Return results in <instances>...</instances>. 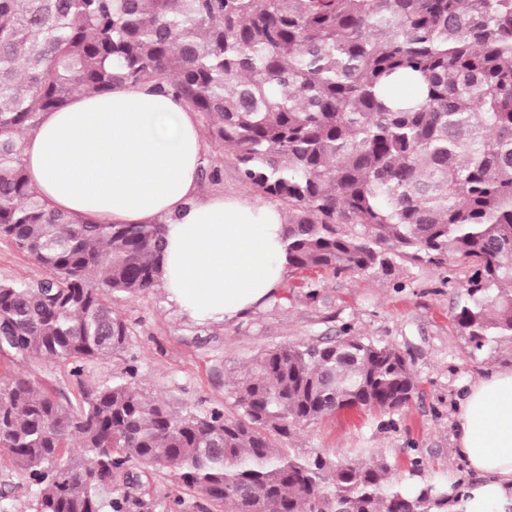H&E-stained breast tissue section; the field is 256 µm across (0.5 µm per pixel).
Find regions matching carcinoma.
Instances as JSON below:
<instances>
[{"label": "carcinoma", "mask_w": 512, "mask_h": 512, "mask_svg": "<svg viewBox=\"0 0 512 512\" xmlns=\"http://www.w3.org/2000/svg\"><path fill=\"white\" fill-rule=\"evenodd\" d=\"M126 83L173 91L288 205V267L452 257L471 272L458 334L474 354L512 344V0H0V238L48 271L0 282L1 354L77 374L127 347L114 299L160 282L162 224L52 210L23 162L42 113ZM414 390L404 353L359 336L263 351L233 413L176 412L132 371L75 407L21 371L0 385V448L32 512H128L150 468L224 512H448V488L411 492L381 460L279 447Z\"/></svg>", "instance_id": "carcinoma-1"}]
</instances>
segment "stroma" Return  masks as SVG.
Segmentation results:
<instances>
[{
	"mask_svg": "<svg viewBox=\"0 0 512 512\" xmlns=\"http://www.w3.org/2000/svg\"><path fill=\"white\" fill-rule=\"evenodd\" d=\"M203 155L220 171L219 180L200 179L202 196H251L231 154L211 139ZM45 268L10 242L0 239V282L33 281ZM464 271L456 262L443 267L394 262L391 273L297 272L287 270L277 292L244 316L221 323H199L171 303L162 287L114 302L129 325V343L111 357L86 362L80 374L70 366L41 361L26 364L51 393L82 403L96 387L134 369L151 396L175 410L199 412L232 408L233 389L263 350L282 343L315 342L348 334L393 346L406 354L417 387L402 409L340 411L302 427L293 448L326 456L384 459L395 482L453 485L462 474L454 454L453 413L466 385L485 373L512 367V346L500 343L474 356L452 325ZM317 297H310V290ZM420 458V473L410 461ZM174 489L160 471H140L137 507L130 512H218L202 508L184 493L182 510L173 507Z\"/></svg>",
	"mask_w": 512,
	"mask_h": 512,
	"instance_id": "35a3bbf8",
	"label": "stroma"
}]
</instances>
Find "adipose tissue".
I'll return each instance as SVG.
<instances>
[{
	"instance_id": "1",
	"label": "adipose tissue",
	"mask_w": 512,
	"mask_h": 512,
	"mask_svg": "<svg viewBox=\"0 0 512 512\" xmlns=\"http://www.w3.org/2000/svg\"><path fill=\"white\" fill-rule=\"evenodd\" d=\"M32 185L57 211L165 225L161 284L192 318L222 322L268 299L286 271L284 215L241 197L199 198L203 133L172 92L124 84L43 113L23 142ZM461 482L451 512H512V368L477 378L455 414Z\"/></svg>"
}]
</instances>
